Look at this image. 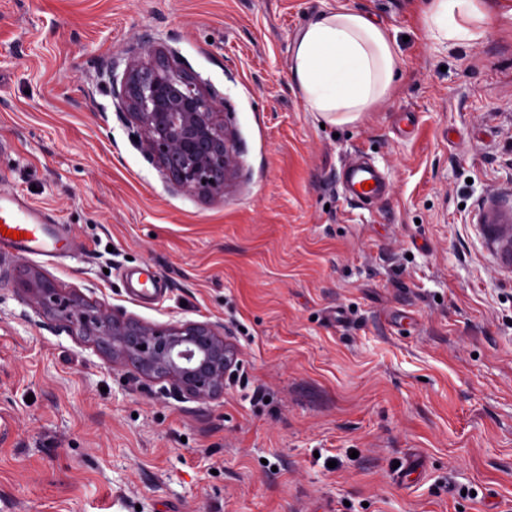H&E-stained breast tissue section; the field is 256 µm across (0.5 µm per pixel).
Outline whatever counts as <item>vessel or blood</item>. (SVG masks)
Instances as JSON below:
<instances>
[{"instance_id":"b4317fda","label":"vessel or blood","mask_w":512,"mask_h":512,"mask_svg":"<svg viewBox=\"0 0 512 512\" xmlns=\"http://www.w3.org/2000/svg\"><path fill=\"white\" fill-rule=\"evenodd\" d=\"M340 182L345 196L358 202L382 198L389 192L385 177L375 167L365 163L344 167ZM0 226L7 230L6 235H0V248L22 256L53 259L62 251L74 248L72 242L64 240L58 226L52 224L49 213L43 207L13 195H0ZM160 287V275L149 266L132 272L129 277V289L140 299L150 296Z\"/></svg>"}]
</instances>
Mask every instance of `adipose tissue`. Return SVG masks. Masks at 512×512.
Returning <instances> with one entry per match:
<instances>
[{"mask_svg": "<svg viewBox=\"0 0 512 512\" xmlns=\"http://www.w3.org/2000/svg\"><path fill=\"white\" fill-rule=\"evenodd\" d=\"M512 18V0H430L424 25L451 43L483 36L490 7ZM397 68L387 30L340 7L314 15L300 31L290 73L307 107L325 119L350 121L384 98Z\"/></svg>", "mask_w": 512, "mask_h": 512, "instance_id": "1", "label": "adipose tissue"}]
</instances>
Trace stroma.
<instances>
[{
	"mask_svg": "<svg viewBox=\"0 0 512 512\" xmlns=\"http://www.w3.org/2000/svg\"><path fill=\"white\" fill-rule=\"evenodd\" d=\"M424 0H0V190L78 256L0 249V512H512V21L453 47ZM384 27L390 94L323 123L289 77L309 16ZM168 46L224 98L223 196L180 191L112 79ZM363 156L391 192L345 197ZM152 266L162 299L130 294ZM238 352L198 400L28 302L32 273ZM420 458L400 480L396 463Z\"/></svg>",
	"mask_w": 512,
	"mask_h": 512,
	"instance_id": "stroma-1",
	"label": "stroma"
}]
</instances>
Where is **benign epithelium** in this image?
<instances>
[{"label": "benign epithelium", "mask_w": 512, "mask_h": 512, "mask_svg": "<svg viewBox=\"0 0 512 512\" xmlns=\"http://www.w3.org/2000/svg\"><path fill=\"white\" fill-rule=\"evenodd\" d=\"M124 120L135 126L137 145L177 188L205 198L224 194L238 172L234 129L224 120V99L174 50L143 46L114 90ZM29 301L65 322L78 336L105 349L114 362L170 381L205 400L224 390L236 355L222 325L176 323L165 327L126 320L103 306L82 303L37 275Z\"/></svg>", "instance_id": "obj_1"}]
</instances>
